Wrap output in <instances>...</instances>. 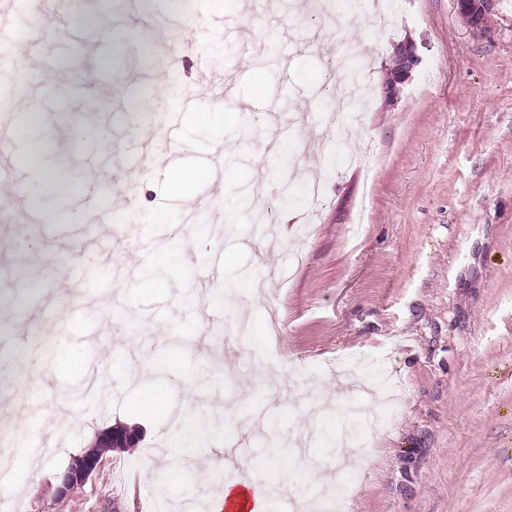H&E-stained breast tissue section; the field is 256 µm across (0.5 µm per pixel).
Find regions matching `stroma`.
Returning a JSON list of instances; mask_svg holds the SVG:
<instances>
[{
  "label": "stroma",
  "mask_w": 512,
  "mask_h": 512,
  "mask_svg": "<svg viewBox=\"0 0 512 512\" xmlns=\"http://www.w3.org/2000/svg\"><path fill=\"white\" fill-rule=\"evenodd\" d=\"M42 2L48 23L5 21L38 69L17 81L0 72V94L30 102L53 128L37 142L9 133L14 177L0 184V241L27 239L0 250V311L12 313L0 319V418L23 427L11 453L26 465L10 484L25 512H166L196 493L224 438L258 488L273 487L302 466L276 453L253 416L285 439L311 405L321 479L297 480L293 497L340 485L346 512H512V0L478 29L455 0H399L387 22L368 10L314 18L281 0H155L151 16L109 27L110 0ZM173 15L179 57L159 27ZM407 39L434 77L413 73L390 103L387 68ZM343 44L368 51L372 89L348 139L313 124L344 77L324 94L293 81L298 70L324 77ZM173 74L165 109H136L143 85ZM154 129L165 161L135 174L137 145ZM311 137L326 196L314 215L296 184L308 174L302 155L265 149ZM36 151L111 178V207L79 187L69 204L84 222L30 220L17 182L53 189L46 167L25 165ZM355 152L372 179L347 166ZM170 164L203 171L186 198L171 192ZM199 203L212 221L179 244L169 230ZM223 213L229 224L215 223ZM239 319L243 335L226 333ZM130 362L156 377H129ZM43 371L47 389L20 393L23 377ZM390 383L399 397L376 419L348 410ZM161 387L178 408L229 412L188 439L193 458L148 404ZM117 423L141 430L137 447L104 452L84 487L56 498L71 460Z\"/></svg>",
  "instance_id": "35a3bbf8"
}]
</instances>
